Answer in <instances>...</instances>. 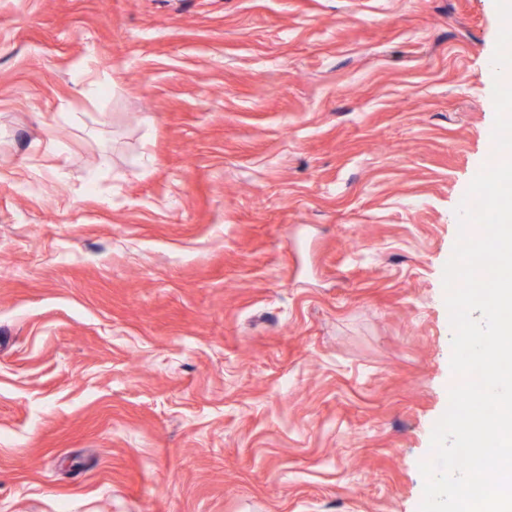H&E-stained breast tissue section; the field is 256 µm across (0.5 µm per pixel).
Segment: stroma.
<instances>
[{
  "label": "stroma",
  "mask_w": 512,
  "mask_h": 512,
  "mask_svg": "<svg viewBox=\"0 0 512 512\" xmlns=\"http://www.w3.org/2000/svg\"><path fill=\"white\" fill-rule=\"evenodd\" d=\"M495 0H0V512H419Z\"/></svg>",
  "instance_id": "1"
}]
</instances>
